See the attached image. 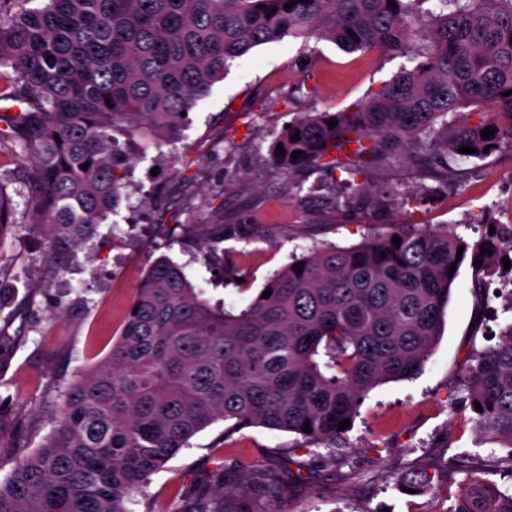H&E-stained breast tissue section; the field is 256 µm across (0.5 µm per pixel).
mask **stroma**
Masks as SVG:
<instances>
[{"mask_svg":"<svg viewBox=\"0 0 512 512\" xmlns=\"http://www.w3.org/2000/svg\"><path fill=\"white\" fill-rule=\"evenodd\" d=\"M408 60L380 51L347 52L317 38L284 37L235 61L189 112L179 139L150 148L126 176L145 186L139 208L119 206L97 236L54 276L28 236L0 242V279L18 297L0 315V480L20 455L38 448L69 386L104 359L121 333L136 290L155 259L167 256L204 288L211 302L248 304L267 280L316 246L351 247L406 224H446L478 239L493 224L512 225V145L485 159L460 161L446 176L426 159L400 160L362 174L360 192L339 190V171L275 170L268 147L305 112L355 111ZM303 95L287 100L289 90ZM31 155L0 143V171L15 220H37L24 177ZM348 203L339 208L336 195ZM512 321V282L475 284L463 262L452 285L444 328L422 372L373 388L335 446L252 427L225 436L216 422L133 494L129 512H168L174 497L205 488L211 472L278 466L289 473L279 497L254 494L268 512H447L458 488L443 468L468 453L475 475L512 489V456L475 431L462 370L495 346ZM421 471L430 486L408 493L402 476Z\"/></svg>","mask_w":512,"mask_h":512,"instance_id":"obj_1","label":"stroma"}]
</instances>
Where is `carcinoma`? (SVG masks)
Returning a JSON list of instances; mask_svg holds the SVG:
<instances>
[{
    "label": "carcinoma",
    "mask_w": 512,
    "mask_h": 512,
    "mask_svg": "<svg viewBox=\"0 0 512 512\" xmlns=\"http://www.w3.org/2000/svg\"><path fill=\"white\" fill-rule=\"evenodd\" d=\"M26 2L0 0V69L8 99L23 105L0 138L31 151L33 229L52 271L78 255L119 202L126 183L117 170L132 161L131 145L173 140L182 113L233 61L287 34L414 65L353 112L302 113L269 149L278 169L323 163L352 186L411 154L481 158L512 143V0H439L426 22L417 11L424 0ZM486 104L496 109L491 117L436 137L438 119ZM487 127L496 132L484 139ZM5 180L0 174V239L16 227ZM461 246L478 280L503 273L496 237L469 243L446 225L414 227L295 258L265 284L269 297L236 310L211 303L180 265L158 258L111 352L69 387L51 434L0 481V512H128L132 494L219 420L226 434L263 427L336 443L340 421L354 418L371 389L422 371ZM17 296L16 285L0 281V313ZM464 375L476 429L512 457V322ZM446 467L465 475L448 512H512V493L470 479L466 459L453 456ZM246 478L271 495L288 487L275 470ZM221 495L198 496L193 512H241Z\"/></svg>",
    "instance_id": "carcinoma-1"
}]
</instances>
